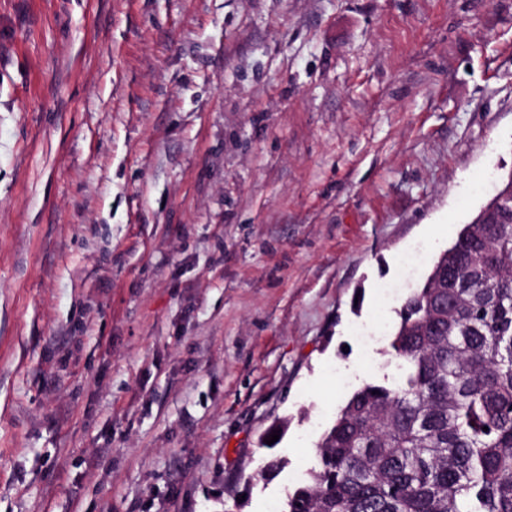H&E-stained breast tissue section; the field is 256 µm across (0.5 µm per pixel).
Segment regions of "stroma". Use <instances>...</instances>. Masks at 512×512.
<instances>
[{
    "label": "stroma",
    "instance_id": "35a3bbf8",
    "mask_svg": "<svg viewBox=\"0 0 512 512\" xmlns=\"http://www.w3.org/2000/svg\"><path fill=\"white\" fill-rule=\"evenodd\" d=\"M511 173L512 0H0V512H277Z\"/></svg>",
    "mask_w": 512,
    "mask_h": 512
}]
</instances>
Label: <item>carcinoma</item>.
<instances>
[{
  "mask_svg": "<svg viewBox=\"0 0 512 512\" xmlns=\"http://www.w3.org/2000/svg\"><path fill=\"white\" fill-rule=\"evenodd\" d=\"M403 301L279 512H512V173ZM488 430H483V427Z\"/></svg>",
  "mask_w": 512,
  "mask_h": 512,
  "instance_id": "cac0c4a2",
  "label": "carcinoma"
}]
</instances>
